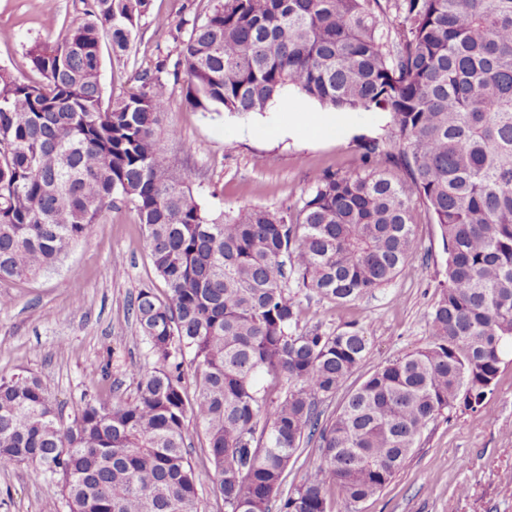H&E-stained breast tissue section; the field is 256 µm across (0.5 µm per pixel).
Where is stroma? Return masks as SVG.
<instances>
[{"mask_svg": "<svg viewBox=\"0 0 512 512\" xmlns=\"http://www.w3.org/2000/svg\"><path fill=\"white\" fill-rule=\"evenodd\" d=\"M217 0H151L128 52L103 47L100 83L104 96L134 87L136 71L154 67L186 37L189 20H205ZM46 21L42 0H0V71L22 81L39 80L28 51L62 39L85 18L86 0H57ZM182 82L171 83L165 126L177 137L162 145L187 187L208 214L241 207L272 212L297 210L315 177L342 174L361 164L362 144L386 137L390 116L355 112L342 135L274 139L265 126L283 117L278 103L247 116L188 106ZM417 251L390 285L339 307L315 291L299 289L300 327L326 333L347 327L368 339L369 353L321 408L338 412L351 391L374 370L425 346L446 254L435 225L416 230ZM165 298L167 286L149 258L146 235L131 205L105 209L88 236L57 265L25 280L0 281V294L14 303L0 311V379L29 372L38 376L69 426L90 398L131 399L136 366L147 347L136 338L133 303L144 287ZM361 512H512V348L502 356L495 390L475 414L440 417L425 431L403 469ZM0 512H67L52 505L40 470L27 465L0 468Z\"/></svg>", "mask_w": 512, "mask_h": 512, "instance_id": "1", "label": "stroma"}]
</instances>
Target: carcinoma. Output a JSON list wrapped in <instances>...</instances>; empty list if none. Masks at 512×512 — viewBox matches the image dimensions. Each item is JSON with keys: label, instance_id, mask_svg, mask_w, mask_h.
I'll use <instances>...</instances> for the list:
<instances>
[{"label": "carcinoma", "instance_id": "obj_1", "mask_svg": "<svg viewBox=\"0 0 512 512\" xmlns=\"http://www.w3.org/2000/svg\"><path fill=\"white\" fill-rule=\"evenodd\" d=\"M149 0H91L56 43L29 50L38 82L0 72V279L54 266L121 198L168 287L134 312L152 364L131 401L89 399L63 429L33 374L0 380V465L45 474L68 512H199L210 481L225 512H343L381 492L444 413L484 409L512 343V0H218L178 42L185 101L263 112L282 91L337 111L391 115L400 177L325 172L291 213L210 217L161 144L162 70L104 97L102 41L129 50ZM447 258L425 347L376 369L327 424L318 400L368 353L355 328L300 329L290 281L338 305L395 281L417 248L418 207ZM196 385L188 398L184 381ZM206 436L192 464L185 422ZM321 464L281 496L303 441Z\"/></svg>", "mask_w": 512, "mask_h": 512}]
</instances>
